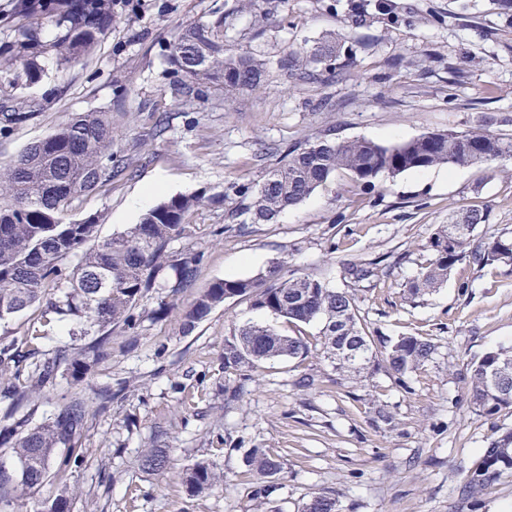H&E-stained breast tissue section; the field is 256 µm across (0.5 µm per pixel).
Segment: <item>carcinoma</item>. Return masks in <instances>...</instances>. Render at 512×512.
I'll return each mask as SVG.
<instances>
[{
  "label": "carcinoma",
  "instance_id": "obj_1",
  "mask_svg": "<svg viewBox=\"0 0 512 512\" xmlns=\"http://www.w3.org/2000/svg\"><path fill=\"white\" fill-rule=\"evenodd\" d=\"M12 16L25 21L50 19L58 31L50 44H42L31 27L18 29L15 54L34 58L53 53L62 64L90 54L114 20L112 0H12ZM339 38L325 40L311 51H295L285 66L301 78H313L316 58L336 56ZM169 61L186 78L183 90L195 96L201 88L220 83L233 94L257 87L266 74L264 63L246 55H232L224 48V18L185 25L169 44ZM112 113H76L53 133L35 141L8 165L0 166V323L8 322L38 304L44 313L75 324L72 335L79 344L58 349L35 364L33 387L54 382L63 365L72 375L84 376L112 355L111 331L131 326L133 309L140 298L156 287L160 275L175 272L173 288H188L196 276V256L178 263L168 260L171 240L186 234L196 198L174 196L145 212L140 221L109 239L97 240L98 218L66 219L75 202L112 181V171L128 170L123 156L112 152ZM512 160V139L504 140L482 129L453 132L435 139L426 132L393 145L355 139L336 142L320 138L306 141L288 152L284 164L270 171L256 191L243 195L230 218L246 224H270L282 212L309 198L339 172L350 174L362 186L380 176H397L440 165H482ZM488 222V213L469 207L441 226L427 243L431 258L407 286L412 299L439 288L452 268L471 259L478 264L512 261V232L488 241L475 238V229ZM79 257L67 270L65 261ZM379 262L362 260L344 267L352 287L339 290L323 281L283 273L284 263L273 261L265 271L248 279H217L185 313L183 329L192 331L212 310L233 297H247L257 309L295 325H322L323 349L336 361V369L357 371L381 361L401 385L404 376L433 359L436 345L421 336H399L375 341L361 327L357 315L360 283L378 276ZM351 346L353 361L336 359V351ZM308 351L299 336L277 332L272 326L248 323L241 326L224 347V372L237 380L224 387L227 398L244 394L245 368L277 358H296ZM470 402L487 414L512 407V348L487 352L470 369ZM0 397L21 406L29 398L26 387L8 385ZM87 404L75 398L32 426L22 416L0 429V464L18 460L26 472L0 478V508L41 488L68 466L56 461L60 448H73L87 424ZM248 470L261 479H272L282 470L279 458L261 448L245 454ZM143 470L160 473L168 457L161 448H149L140 458ZM512 469V434L493 441L480 463L464 478L459 494L478 500L501 475ZM221 476L200 461L185 473L187 491L200 494L219 483ZM304 512H339L335 499L316 495Z\"/></svg>",
  "mask_w": 512,
  "mask_h": 512
}]
</instances>
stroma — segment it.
<instances>
[{
    "label": "stroma",
    "instance_id": "obj_1",
    "mask_svg": "<svg viewBox=\"0 0 512 512\" xmlns=\"http://www.w3.org/2000/svg\"><path fill=\"white\" fill-rule=\"evenodd\" d=\"M10 4L0 0V115L31 118H0V164L71 114L104 111L112 149L133 169L84 196L70 219L97 216L99 239L110 238L139 222L132 202L158 181L165 197L201 201L189 233L168 247L196 255L193 285L175 292L161 283L138 302L132 326L113 331L111 357L81 379L60 370L34 395L36 423L86 398L88 427L75 448L58 450L70 460L63 477L11 512H39L64 491L71 512H302L318 494L336 498L341 512H512V471L479 500L457 495L489 444L512 433V409L485 415L467 391L472 365L512 345V263L461 261L441 288L414 301L405 288L453 212L486 209L480 239L512 231V163L436 166L370 187L341 172L276 223L241 232L228 217L244 191L308 140L391 145L475 128L511 138L512 10L502 0H113L112 27L88 56L68 66L40 56L32 76L26 62L3 64L19 27ZM219 16L227 48L263 60L267 76L232 99L216 85L184 97L167 46L187 23ZM336 34L341 49L321 63V81L283 69L289 53ZM160 118L167 131L158 137ZM277 260L337 289L347 286L344 264L379 261L380 276L358 293L363 327L432 338L433 360L401 385L377 365L342 372L323 354L319 325L272 319L241 297L183 334L185 312L212 281L250 278ZM249 322L302 335L309 351L250 370L244 395L229 404L224 347ZM44 327L48 336L32 340ZM30 340L49 356L72 342L68 323L44 324L37 306L0 325V347ZM379 406L391 424L375 421ZM153 446L168 451L165 472L139 466ZM250 448L283 464L269 498L243 463ZM199 461L221 480L192 496L181 473Z\"/></svg>",
    "mask_w": 512,
    "mask_h": 512
}]
</instances>
